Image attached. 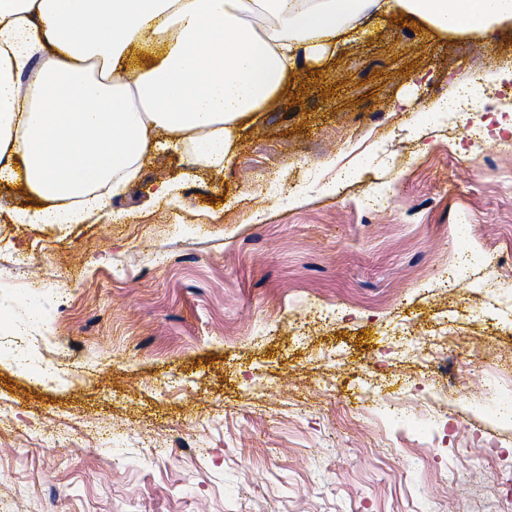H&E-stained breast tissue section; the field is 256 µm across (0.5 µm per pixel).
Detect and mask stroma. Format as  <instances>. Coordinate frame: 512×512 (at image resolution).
I'll return each mask as SVG.
<instances>
[{"mask_svg":"<svg viewBox=\"0 0 512 512\" xmlns=\"http://www.w3.org/2000/svg\"><path fill=\"white\" fill-rule=\"evenodd\" d=\"M511 61L512 28L374 18L238 125L223 170L158 133L86 224L13 223L41 201L0 184V343L45 336L26 368L0 353V512H511L512 417L481 394L500 366L512 402V152L500 112L477 141L434 109Z\"/></svg>","mask_w":512,"mask_h":512,"instance_id":"stroma-1","label":"stroma"}]
</instances>
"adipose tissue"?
<instances>
[{
	"label": "adipose tissue",
	"mask_w": 512,
	"mask_h": 512,
	"mask_svg": "<svg viewBox=\"0 0 512 512\" xmlns=\"http://www.w3.org/2000/svg\"><path fill=\"white\" fill-rule=\"evenodd\" d=\"M373 14L490 40L512 0H0V182L43 202L19 223H86L161 131L223 168L239 122Z\"/></svg>",
	"instance_id": "1"
}]
</instances>
